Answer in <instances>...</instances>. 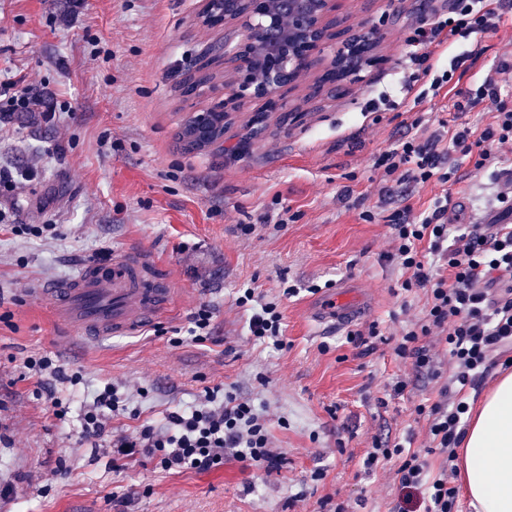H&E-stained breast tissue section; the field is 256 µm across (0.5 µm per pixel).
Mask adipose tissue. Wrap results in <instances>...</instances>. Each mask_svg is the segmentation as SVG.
<instances>
[{
    "label": "adipose tissue",
    "mask_w": 512,
    "mask_h": 512,
    "mask_svg": "<svg viewBox=\"0 0 512 512\" xmlns=\"http://www.w3.org/2000/svg\"><path fill=\"white\" fill-rule=\"evenodd\" d=\"M459 466L473 512H512V372L497 378L472 418Z\"/></svg>",
    "instance_id": "obj_1"
}]
</instances>
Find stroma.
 Returning <instances> with one entry per match:
<instances>
[{"mask_svg":"<svg viewBox=\"0 0 512 512\" xmlns=\"http://www.w3.org/2000/svg\"><path fill=\"white\" fill-rule=\"evenodd\" d=\"M204 0H0V85L30 88L53 113L0 119V512H319L325 497L348 512H399L406 495L396 464L374 472L362 459L374 439L413 436L428 425L416 412L436 399V382L418 376L392 345L356 347L347 331L314 323L321 295L350 288L360 297L353 329L378 323L384 336L418 317L424 290L400 292L405 272L384 261L392 249L391 216L429 211L450 195L452 224L500 213L503 170L461 164L458 180L387 186L381 152L412 136L450 138L458 126L480 131L491 120L457 111L455 91L433 93L430 79L410 80L405 39L448 0H344L333 13L343 28L373 29L382 64L364 67L343 95L312 88L319 59L292 85L299 113L283 123L270 113L252 135L249 119L265 102L247 97L232 113L224 141L187 150L177 137L190 111L214 102L200 89L191 102L180 84L201 65L233 86L218 42L237 38L235 22H200ZM512 54V0H504L497 36L461 37L432 56L434 71L465 59L460 89L479 84ZM285 208V222L270 219ZM371 212L373 221L362 220ZM19 224L55 232H16ZM253 225L250 234L241 225ZM135 245L168 266L173 313L145 330L97 343L55 323L37 283L74 275L97 252ZM255 288L279 303L284 344L253 340L238 291ZM297 287V296L284 291ZM214 312L210 339L187 332L199 305ZM29 355L78 371V385L26 369ZM403 378L398 396L389 384ZM124 393L139 417L118 415L109 434L135 433L143 422L199 404L206 389L251 399L269 430L277 469L163 472L129 462L113 470L108 449L79 437L80 415L97 385ZM54 386L66 410L57 418L37 394Z\"/></svg>","mask_w":512,"mask_h":512,"instance_id":"1","label":"stroma"}]
</instances>
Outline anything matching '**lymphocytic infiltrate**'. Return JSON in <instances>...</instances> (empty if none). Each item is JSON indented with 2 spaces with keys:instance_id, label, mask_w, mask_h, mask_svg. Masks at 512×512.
<instances>
[{
  "instance_id": "obj_1",
  "label": "lymphocytic infiltrate",
  "mask_w": 512,
  "mask_h": 512,
  "mask_svg": "<svg viewBox=\"0 0 512 512\" xmlns=\"http://www.w3.org/2000/svg\"><path fill=\"white\" fill-rule=\"evenodd\" d=\"M502 19L500 0H452L448 12L407 38L409 60L429 73L434 47L460 34L494 36ZM456 107L462 112L483 108L492 120L477 133L467 127L456 130L447 149L441 148L437 135L402 141L378 160L385 177L400 184L450 182L457 172L448 161L452 151L478 171L501 162L499 146L512 143V106L501 99L497 81L488 77L461 92ZM450 203V196L438 197L430 212L412 222L395 213L391 225L394 247L389 258L407 274L402 290L419 288L427 295L422 317L403 330L394 351L412 360L419 375L442 382L437 400L416 408L428 421V444L418 452L399 441L386 448L377 443L362 461L364 470L373 471L399 460V483L420 491L423 512H457L455 460L470 410L468 393L479 388L494 354L512 349V225L448 226ZM237 301L254 306L248 322L251 336L279 339L283 316L277 303L256 302L251 288L241 289ZM435 344L446 349L447 367L435 360ZM127 411L118 388L105 384L85 406L81 438L96 448L110 447L113 462L132 460L177 473L218 470L230 459L245 468L267 470L280 463L258 408L232 393L206 390L201 404L167 414L164 426L146 423L135 437L108 439L107 416ZM433 456L440 460L434 471L429 468Z\"/></svg>"
}]
</instances>
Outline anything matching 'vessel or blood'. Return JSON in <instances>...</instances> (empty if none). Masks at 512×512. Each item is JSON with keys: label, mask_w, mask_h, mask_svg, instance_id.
<instances>
[{"label": "vessel or blood", "mask_w": 512, "mask_h": 512, "mask_svg": "<svg viewBox=\"0 0 512 512\" xmlns=\"http://www.w3.org/2000/svg\"><path fill=\"white\" fill-rule=\"evenodd\" d=\"M37 293L59 321L91 342L140 331L168 315L174 304V289L162 262L138 249L88 265L66 281L42 283ZM357 313L346 295L336 293L320 301L313 318L347 325Z\"/></svg>", "instance_id": "obj_1"}]
</instances>
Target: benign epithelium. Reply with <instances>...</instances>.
<instances>
[{"mask_svg": "<svg viewBox=\"0 0 512 512\" xmlns=\"http://www.w3.org/2000/svg\"><path fill=\"white\" fill-rule=\"evenodd\" d=\"M253 8L237 11V0H224V11L235 13L239 26L240 43L224 53L231 54L238 70V79L232 93L218 101L215 107L223 109L238 97L264 98L279 104L278 92L293 83L305 70L316 51L324 49L322 26L327 14L336 10V0H251ZM264 39L259 53L260 67H247L242 58L246 45L256 35ZM375 42L360 47L357 36L348 35L331 47L329 76L333 86L357 77L360 69L373 62Z\"/></svg>", "mask_w": 512, "mask_h": 512, "instance_id": "benign-epithelium-1", "label": "benign epithelium"}]
</instances>
